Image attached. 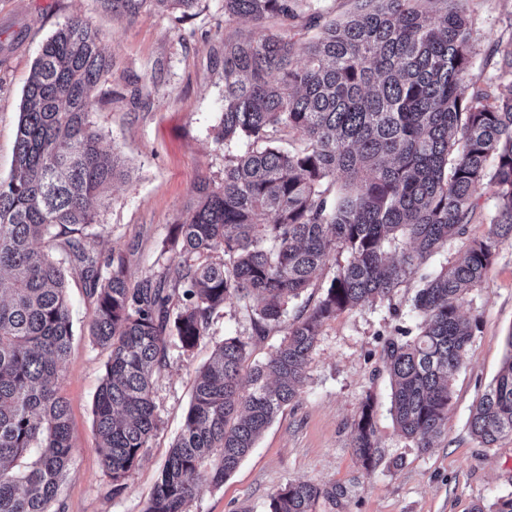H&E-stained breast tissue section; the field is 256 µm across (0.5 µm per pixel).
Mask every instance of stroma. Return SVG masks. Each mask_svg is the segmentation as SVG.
Listing matches in <instances>:
<instances>
[{"label": "stroma", "mask_w": 512, "mask_h": 512, "mask_svg": "<svg viewBox=\"0 0 512 512\" xmlns=\"http://www.w3.org/2000/svg\"><path fill=\"white\" fill-rule=\"evenodd\" d=\"M474 47L469 79L494 75L488 58L495 44L512 39V0H468ZM82 19L98 29L112 67L90 89L95 130L126 160L127 177L95 206L96 224L83 231L93 254L122 256L129 286L158 278L169 256L164 242L172 224L193 202L200 181L220 186L225 153L238 146L216 142L224 109L225 35L248 33L245 21L224 22V0H198L192 16L144 10L127 19L99 0H0V179L12 171L23 90L38 52L64 23ZM496 200L484 194L464 238L449 242L398 290L400 314L387 304L344 312L325 323L311 355L299 398L280 413L239 467L217 488L205 490L190 512H267L271 495L289 483L339 486L336 503L320 499L316 512H470L512 492V436L484 448L467 420L476 399L497 375L512 334V240L502 243L488 278L462 302L472 340L453 379L444 434L433 447H409L389 413L390 386L382 370L381 340L415 329L409 300L423 275L453 262L467 241L483 237ZM73 340L60 392L69 407L73 463L61 486L59 512H143L191 401L194 379L224 338L248 343L249 363L266 361L282 334H252L248 314L227 301L207 336L191 351L170 344L156 375L152 399L158 427L145 454L128 473L120 494L101 466L93 400L108 358L89 334L96 299L78 268L67 267ZM383 460L366 473L353 454L354 424L365 398Z\"/></svg>", "instance_id": "1"}]
</instances>
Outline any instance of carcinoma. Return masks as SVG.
Returning <instances> with one entry per match:
<instances>
[{"label":"carcinoma","instance_id":"carcinoma-1","mask_svg":"<svg viewBox=\"0 0 512 512\" xmlns=\"http://www.w3.org/2000/svg\"><path fill=\"white\" fill-rule=\"evenodd\" d=\"M99 2L121 16L148 4L187 16L197 0ZM466 2L361 0L300 42L288 21L317 25L312 0H224V21L246 19L253 29L224 40L218 140L246 149L225 156L220 187H196L167 237L173 264L136 288L121 256L102 260L81 236L96 223L92 201L127 175L89 120V89L112 59L81 19L43 44L23 94L13 173L0 180V512H56L73 460L59 389L73 330L64 270L49 246L58 238L97 297L89 335L108 359L94 426L115 495L157 429L152 385L170 338L193 350L228 300L249 314L255 335L284 331L271 357L245 374L248 343L239 337L225 338L199 371L144 508L189 512L297 398L323 325L377 302L399 313L397 289L465 236L477 196L492 190L486 235L423 279L410 304L416 333L383 343L399 435L426 450L444 434L452 381L473 336L460 302L512 239V40L494 49V82L464 96L472 60ZM336 254L345 260L323 297L286 320ZM372 419L368 396L353 439L368 473L382 459ZM468 424L485 448L512 436V333ZM336 495L334 486L291 483L270 496L268 512H316L320 498L334 505ZM471 512H512V493Z\"/></svg>","mask_w":512,"mask_h":512}]
</instances>
